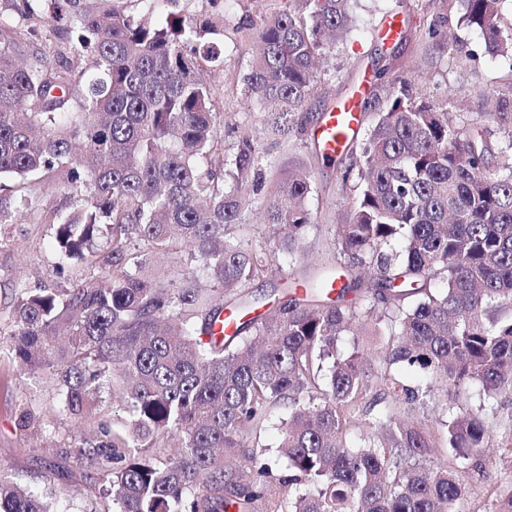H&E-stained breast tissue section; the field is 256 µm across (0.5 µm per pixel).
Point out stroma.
I'll use <instances>...</instances> for the list:
<instances>
[{
    "mask_svg": "<svg viewBox=\"0 0 512 512\" xmlns=\"http://www.w3.org/2000/svg\"><path fill=\"white\" fill-rule=\"evenodd\" d=\"M301 0H130L134 12L185 13L211 18L220 34L224 54L213 71L217 111L223 112L224 158L232 160L243 139H250L263 174L260 189L248 190L251 207L247 223L257 220L273 190L278 174L304 166L312 175L313 191L308 199L311 224L306 245L313 255L328 258L334 253V227L348 221L349 207L358 193L356 182L341 180L352 158L342 155L330 162L321 157L312 134L324 112L342 100L364 77L386 70L390 78L414 77V94L448 106L459 123L478 121L483 86L505 82L512 61L494 58L485 50L481 34L460 24V9L454 0H356L351 33L333 44L327 61L314 78L311 94L302 108L306 131H293L280 139L267 133L259 110L243 78L257 51L256 31L264 17L298 13ZM407 21V37L384 39L381 30L387 15ZM446 17L448 33L457 35L456 54L425 39L424 31L437 17ZM469 90L457 104L448 101L449 88ZM52 226L21 220L7 226L5 244L0 245V322H7L15 292L20 288L72 287L97 277L94 258L76 261L59 271L53 251ZM58 396L48 379L21 370L8 348L0 349V477L21 485L50 487L58 469L77 470L75 457H61L71 446L76 431L73 418L60 412ZM28 423H21L22 415ZM487 480L467 482L460 512H490L493 502L512 492V434L499 432L481 457Z\"/></svg>",
    "mask_w": 512,
    "mask_h": 512,
    "instance_id": "35a3bbf8",
    "label": "stroma"
}]
</instances>
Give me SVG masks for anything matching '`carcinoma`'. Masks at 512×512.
I'll use <instances>...</instances> for the list:
<instances>
[{"label":"carcinoma","mask_w":512,"mask_h":512,"mask_svg":"<svg viewBox=\"0 0 512 512\" xmlns=\"http://www.w3.org/2000/svg\"><path fill=\"white\" fill-rule=\"evenodd\" d=\"M3 2L0 179L12 189L0 229L48 224L59 265L90 256L99 269L93 282L19 291L0 328V344L49 376L78 423L80 469L59 478L94 480L104 512H458L462 470L485 478L478 457L494 430L512 432V412L448 409L445 456L435 431L402 414L470 384L487 401L512 396V81L480 91L484 131L472 135L394 80L343 174L361 190L336 225V262L311 260L301 167L275 182L258 235L241 238L251 225L239 185L257 152L245 137L224 167L211 19L57 0L62 35L34 27L39 0ZM304 2L306 14L265 20L245 78L284 120L310 95L324 38L352 26L353 0ZM459 2L488 52L512 61L506 0ZM499 123L508 145L491 170ZM59 184L69 201L53 206ZM178 247L191 270L145 272ZM280 254L309 272L262 312L247 289ZM227 309L253 317L219 336ZM368 319L386 326L385 350L341 352L339 338ZM399 363L429 383L404 384L391 373ZM117 405L131 412L120 428ZM278 406L281 468L260 444ZM56 499L0 478V512H58Z\"/></svg>","instance_id":"cac0c4a2"}]
</instances>
